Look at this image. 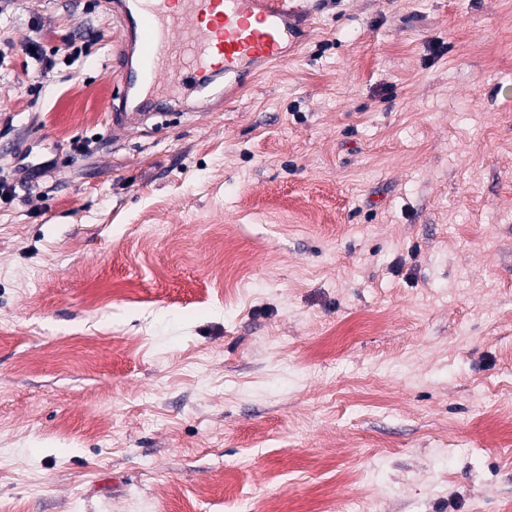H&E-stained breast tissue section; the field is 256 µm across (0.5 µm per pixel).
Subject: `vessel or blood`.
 <instances>
[{
    "label": "vessel or blood",
    "instance_id": "obj_1",
    "mask_svg": "<svg viewBox=\"0 0 512 512\" xmlns=\"http://www.w3.org/2000/svg\"><path fill=\"white\" fill-rule=\"evenodd\" d=\"M120 22L125 90L107 103L113 125L139 123L155 100L210 97L215 74L240 79L256 63L280 61L300 0H111Z\"/></svg>",
    "mask_w": 512,
    "mask_h": 512
}]
</instances>
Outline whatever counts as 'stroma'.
<instances>
[{
	"instance_id": "obj_1",
	"label": "stroma",
	"mask_w": 512,
	"mask_h": 512,
	"mask_svg": "<svg viewBox=\"0 0 512 512\" xmlns=\"http://www.w3.org/2000/svg\"><path fill=\"white\" fill-rule=\"evenodd\" d=\"M293 28L117 130L103 0L0 13V512H512V0Z\"/></svg>"
}]
</instances>
